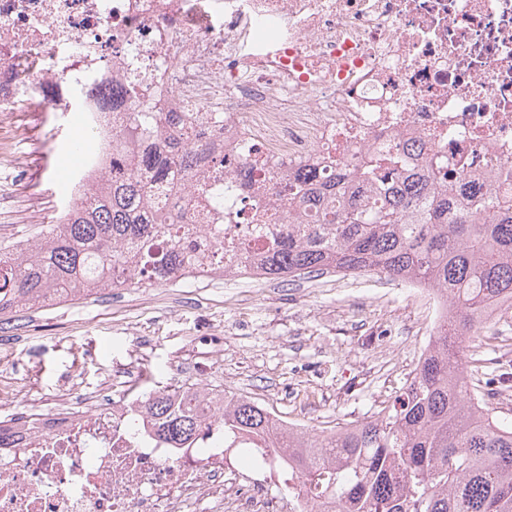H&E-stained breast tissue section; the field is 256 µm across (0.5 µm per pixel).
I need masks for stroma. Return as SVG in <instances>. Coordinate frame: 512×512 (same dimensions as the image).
<instances>
[{"label":"stroma","instance_id":"35a3bbf8","mask_svg":"<svg viewBox=\"0 0 512 512\" xmlns=\"http://www.w3.org/2000/svg\"><path fill=\"white\" fill-rule=\"evenodd\" d=\"M41 124L53 138L40 156L15 171L0 165L2 249L22 248L43 231L65 206L66 186L81 169L73 145L89 132L76 113H12L0 121V142L23 151ZM26 176L40 185L37 199L11 192L13 179ZM19 314L29 337L0 347V366L17 367L18 385L48 392L70 375L78 399L126 364L165 385L175 376L173 360L188 353L209 320L224 328V354L198 375L313 433L391 404L426 348L422 298L375 273L134 286ZM491 331L466 341V355L512 372V309L495 315Z\"/></svg>","mask_w":512,"mask_h":512}]
</instances>
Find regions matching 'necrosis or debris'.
Masks as SVG:
<instances>
[{
  "instance_id": "4bbe7bcc",
  "label": "necrosis or debris",
  "mask_w": 512,
  "mask_h": 512,
  "mask_svg": "<svg viewBox=\"0 0 512 512\" xmlns=\"http://www.w3.org/2000/svg\"><path fill=\"white\" fill-rule=\"evenodd\" d=\"M24 94L93 131L75 197L103 191L135 107L204 129L195 221L244 248L259 225L287 233L275 199L307 167L355 177L373 158L417 171L437 156L459 199L512 196V0H0V112ZM192 181L173 171L146 197L177 211ZM70 391L0 397V512H292L262 491L287 464L228 454L208 386L168 388L201 423L180 446L135 393Z\"/></svg>"
}]
</instances>
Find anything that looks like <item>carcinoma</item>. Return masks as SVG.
Wrapping results in <instances>:
<instances>
[{"mask_svg": "<svg viewBox=\"0 0 512 512\" xmlns=\"http://www.w3.org/2000/svg\"><path fill=\"white\" fill-rule=\"evenodd\" d=\"M166 135L175 141L164 157L135 147ZM122 169L106 192L68 203L63 224H51L27 248L0 254V314L15 303L33 308L86 297L104 288L165 282L168 270L194 264L198 227L190 211L200 194L167 221L149 213L144 178L165 177L174 166L191 171L203 157L202 132L174 126L170 112H131L112 134ZM373 161L354 180L331 183L311 171L288 188L294 221L288 236H261L263 278L285 280L328 272L383 274L441 292L444 316L414 376L390 407L370 419L312 435L296 427L275 432L271 413L247 396L224 397V436L267 443L291 463L288 491L303 485L302 512H512V418L496 414L490 385L459 345L501 309L512 308V200L485 192L477 203L458 200L438 182L441 160L420 172L393 168L381 183ZM234 240L210 252L235 264ZM143 378L159 438L188 442L196 417Z\"/></svg>", "mask_w": 512, "mask_h": 512, "instance_id": "1", "label": "carcinoma"}]
</instances>
